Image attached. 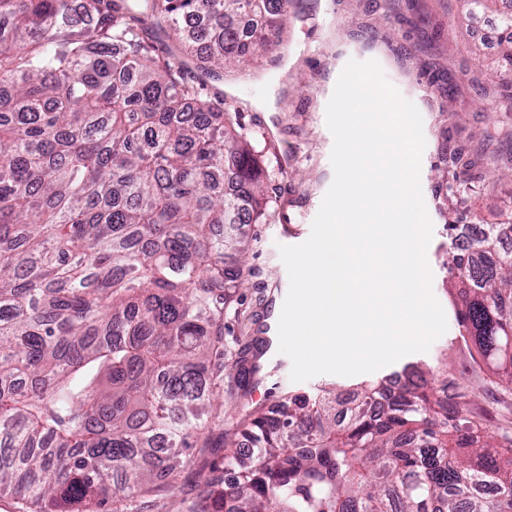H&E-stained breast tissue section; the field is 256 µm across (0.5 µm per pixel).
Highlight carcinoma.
<instances>
[{
	"instance_id": "1",
	"label": "carcinoma",
	"mask_w": 512,
	"mask_h": 512,
	"mask_svg": "<svg viewBox=\"0 0 512 512\" xmlns=\"http://www.w3.org/2000/svg\"><path fill=\"white\" fill-rule=\"evenodd\" d=\"M463 2L494 16L492 70L512 89V13ZM283 28V0H0L1 496L140 512L188 471L199 491L169 512H512V432H487L418 366L343 412L326 388L283 394L237 423L248 455L212 438L241 278L225 257L266 215L265 174L239 109L181 71L216 77ZM448 272L465 336L511 397L512 224L484 225ZM265 354L258 336L238 373Z\"/></svg>"
}]
</instances>
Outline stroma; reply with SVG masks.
Returning <instances> with one entry per match:
<instances>
[{
  "mask_svg": "<svg viewBox=\"0 0 512 512\" xmlns=\"http://www.w3.org/2000/svg\"><path fill=\"white\" fill-rule=\"evenodd\" d=\"M283 41L258 61L225 67L209 90L241 111V122L260 152L276 196L267 224H246L245 278L224 315L223 417L225 428L254 408L274 405L275 390L303 393L326 385L338 398L352 396L364 375L324 374L304 382L290 378L291 361L277 351L262 359L249 382L233 367L236 340L271 323L281 302L286 267L278 247L308 239L311 223L333 180V136L325 121L336 82L350 60L376 61L400 96L415 104L425 147L419 182L432 238L426 259L431 290L447 330L428 351L407 355L380 369V376L409 374L414 366L444 358L440 381L473 391L491 432L512 428V400L478 377L473 347L466 342L448 292L446 259L451 224H495L512 207V171L473 172L452 162L458 153L486 158L512 153V96L481 66L494 56L499 31L491 17L463 20L460 0H287Z\"/></svg>",
  "mask_w": 512,
  "mask_h": 512,
  "instance_id": "1",
  "label": "stroma"
}]
</instances>
